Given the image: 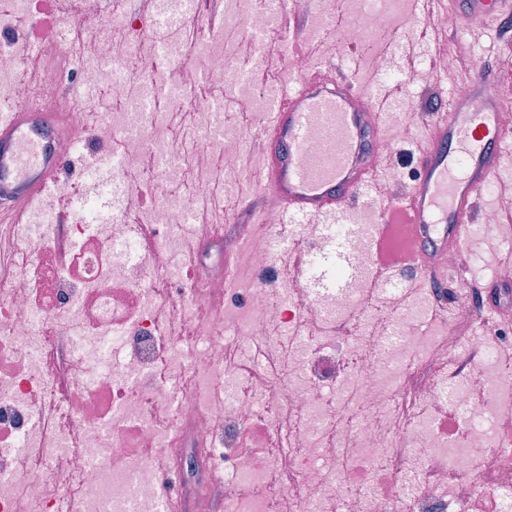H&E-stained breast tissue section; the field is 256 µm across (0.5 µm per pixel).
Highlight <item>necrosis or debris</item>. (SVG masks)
<instances>
[{"label": "necrosis or debris", "mask_w": 512, "mask_h": 512, "mask_svg": "<svg viewBox=\"0 0 512 512\" xmlns=\"http://www.w3.org/2000/svg\"><path fill=\"white\" fill-rule=\"evenodd\" d=\"M348 46L386 29L389 0H359ZM277 16L236 6L176 33L122 8L80 18V49L25 57L0 29V92L25 111L70 72L95 91L69 106L72 153L118 152L123 205L59 183L13 225L0 265V512H156L163 466L186 512H501L512 491V356L470 284L391 303L372 293L374 227L338 224L362 278L346 290H273L189 254L224 221L244 127L213 134L215 94L247 106L235 37ZM205 62L201 92L188 57ZM179 78L167 95L162 70Z\"/></svg>", "instance_id": "necrosis-or-debris-1"}]
</instances>
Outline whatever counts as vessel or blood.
<instances>
[{
    "label": "vessel or blood",
    "instance_id": "vessel-or-blood-1",
    "mask_svg": "<svg viewBox=\"0 0 512 512\" xmlns=\"http://www.w3.org/2000/svg\"><path fill=\"white\" fill-rule=\"evenodd\" d=\"M495 21L502 0H421L430 5ZM308 41L306 74L269 100L262 146L266 162L255 183L276 198L289 220L350 223L363 200L378 202L373 248L386 277L413 271L432 278L438 256L460 247L474 221L479 197L498 174L505 138L500 88L489 70H480L454 96L445 112H423L429 135L417 156L418 176L406 193L381 199L378 170L365 161L383 127L382 115L367 111L377 88L361 90L323 52L324 37ZM484 100L472 110L471 97ZM68 87H61L49 111L0 113V210L11 223L27 221V208L61 181L72 161L57 149L67 135ZM180 477L162 472L161 512H177Z\"/></svg>",
    "mask_w": 512,
    "mask_h": 512
}]
</instances>
